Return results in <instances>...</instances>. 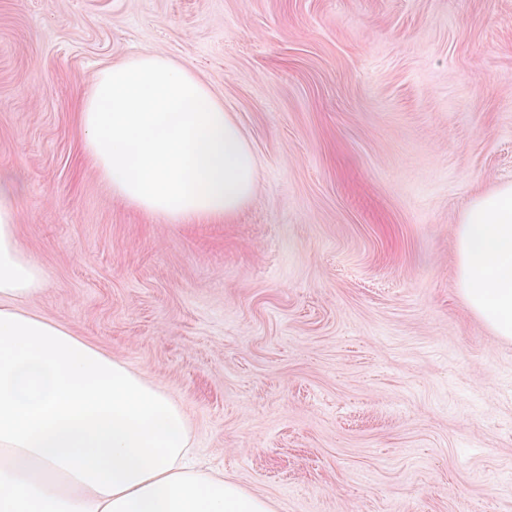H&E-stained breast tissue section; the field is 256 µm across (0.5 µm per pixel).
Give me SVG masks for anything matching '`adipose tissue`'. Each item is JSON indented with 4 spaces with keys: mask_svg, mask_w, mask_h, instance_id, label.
I'll list each match as a JSON object with an SVG mask.
<instances>
[{
    "mask_svg": "<svg viewBox=\"0 0 512 512\" xmlns=\"http://www.w3.org/2000/svg\"><path fill=\"white\" fill-rule=\"evenodd\" d=\"M79 122L113 192L169 223L232 219L258 172L234 118L186 66L151 52L104 68ZM0 168V512H273L190 460L192 428L144 374L20 309L44 284L19 247ZM457 283L512 340V183L477 195L456 229Z\"/></svg>",
    "mask_w": 512,
    "mask_h": 512,
    "instance_id": "obj_1",
    "label": "adipose tissue"
}]
</instances>
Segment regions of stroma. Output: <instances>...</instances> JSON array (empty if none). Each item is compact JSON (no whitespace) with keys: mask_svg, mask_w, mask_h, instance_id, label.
I'll return each mask as SVG.
<instances>
[{"mask_svg":"<svg viewBox=\"0 0 512 512\" xmlns=\"http://www.w3.org/2000/svg\"><path fill=\"white\" fill-rule=\"evenodd\" d=\"M151 51L258 166L233 220L115 196L78 112ZM45 284L21 309L143 373L275 512H512V341L457 287L512 183V0H0V168Z\"/></svg>","mask_w":512,"mask_h":512,"instance_id":"obj_1","label":"stroma"}]
</instances>
